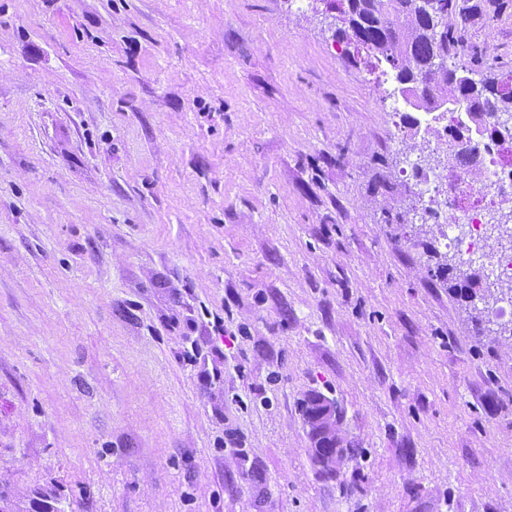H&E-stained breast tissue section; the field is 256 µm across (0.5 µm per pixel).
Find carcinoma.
<instances>
[{
    "mask_svg": "<svg viewBox=\"0 0 512 512\" xmlns=\"http://www.w3.org/2000/svg\"><path fill=\"white\" fill-rule=\"evenodd\" d=\"M345 2L344 21L354 40L373 53L376 63L393 68L401 93L416 110L436 112L452 104L477 120L484 114L512 113V93H502L491 79L470 77L475 59L468 25L482 16L474 0H432L430 11L423 9L422 0ZM437 273L453 294L476 297L470 286L456 283L451 264H441Z\"/></svg>",
    "mask_w": 512,
    "mask_h": 512,
    "instance_id": "1",
    "label": "carcinoma"
}]
</instances>
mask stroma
<instances>
[{"label":"stroma","mask_w":512,"mask_h":512,"mask_svg":"<svg viewBox=\"0 0 512 512\" xmlns=\"http://www.w3.org/2000/svg\"><path fill=\"white\" fill-rule=\"evenodd\" d=\"M328 0H0L10 512H512V323L435 275ZM512 75V0L469 25ZM401 213L389 224L387 214ZM335 401V478L302 403ZM315 444L310 448L312 454L315 453V450L318 452L317 455L321 461V465H323L326 468H330L332 470L336 471V463L339 460H344L347 456L346 448H335L336 444L334 442H330L328 439L324 437V434L317 436L314 439ZM315 446V448H314ZM325 471V472H324ZM322 470V473L328 476L327 473L333 474L335 471H327Z\"/></svg>","instance_id":"stroma-1"}]
</instances>
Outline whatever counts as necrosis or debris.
I'll use <instances>...</instances> for the list:
<instances>
[{
	"label": "necrosis or debris",
	"mask_w": 512,
	"mask_h": 512,
	"mask_svg": "<svg viewBox=\"0 0 512 512\" xmlns=\"http://www.w3.org/2000/svg\"><path fill=\"white\" fill-rule=\"evenodd\" d=\"M424 130L437 143L448 141L449 130L467 127L474 132L480 174L470 177L469 165L458 160L447 174L422 175L421 200L427 211L447 206L457 211L461 224L442 222L440 242L443 247L470 260H481L487 248L486 223L512 200V134L502 130L503 120L494 117L475 122L467 112H427Z\"/></svg>",
	"instance_id": "1"
}]
</instances>
